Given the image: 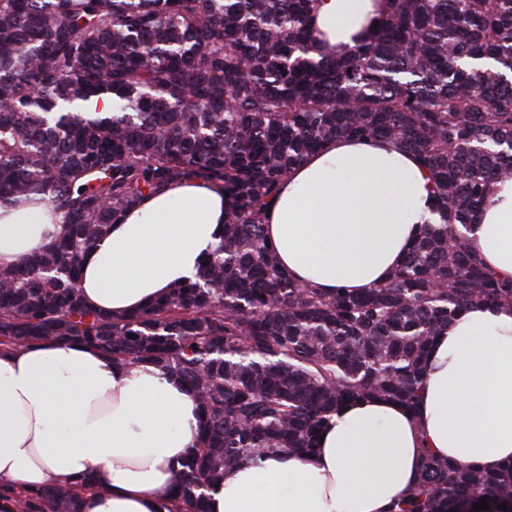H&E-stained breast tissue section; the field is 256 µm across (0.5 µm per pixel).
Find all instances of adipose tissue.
I'll return each mask as SVG.
<instances>
[{
  "label": "adipose tissue",
  "mask_w": 512,
  "mask_h": 512,
  "mask_svg": "<svg viewBox=\"0 0 512 512\" xmlns=\"http://www.w3.org/2000/svg\"><path fill=\"white\" fill-rule=\"evenodd\" d=\"M385 0H318L321 52L351 47ZM420 159L387 140L330 141L292 170L265 232L281 266L323 291H364L404 259L432 213ZM62 221L41 204L0 205V265L49 245ZM224 195L192 180L123 213L86 255L80 286L104 313L139 310L193 279L219 243ZM472 236L512 278V180L494 183ZM195 396L148 363L49 342L0 351V485L19 493L91 480L78 512H161L197 445ZM312 454L243 461L210 512H385L414 484L422 449L497 470L512 460V308L473 307L434 337L416 411L380 399L344 406Z\"/></svg>",
  "instance_id": "1"
}]
</instances>
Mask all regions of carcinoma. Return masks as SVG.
Here are the masks:
<instances>
[{
	"label": "carcinoma",
	"instance_id": "cac0c4a2",
	"mask_svg": "<svg viewBox=\"0 0 512 512\" xmlns=\"http://www.w3.org/2000/svg\"><path fill=\"white\" fill-rule=\"evenodd\" d=\"M315 2L0 0V205L63 218L48 247L0 266V346L82 343L189 386L200 441L166 512H207L244 459L312 454L347 403L415 408L441 328L512 306V279L468 236L491 184L512 179V0H388L336 55L310 28ZM100 97L109 107L90 108ZM341 137L415 153L434 197L403 263L363 294L295 281L265 233L290 171ZM191 179L228 194L195 278L129 314L87 306L85 254L118 215ZM77 494L0 492V512H77ZM481 498L512 507V462L488 472L426 450L387 512Z\"/></svg>",
	"mask_w": 512,
	"mask_h": 512
}]
</instances>
